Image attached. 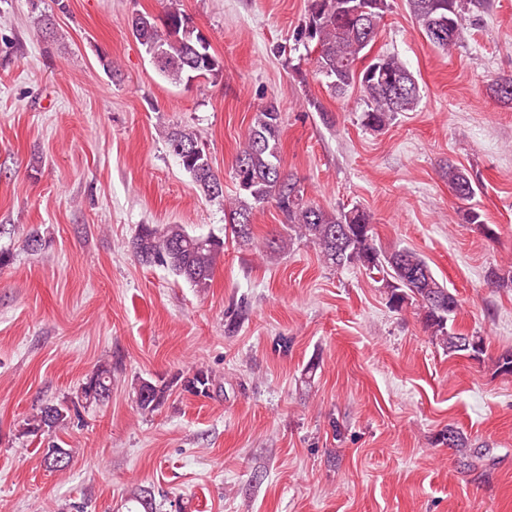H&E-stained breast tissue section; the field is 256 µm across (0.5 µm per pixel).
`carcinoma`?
Here are the masks:
<instances>
[{
	"mask_svg": "<svg viewBox=\"0 0 512 512\" xmlns=\"http://www.w3.org/2000/svg\"><path fill=\"white\" fill-rule=\"evenodd\" d=\"M406 2L419 30L434 47L448 52L457 45L467 21L468 0ZM388 9V0H308L307 20L298 33L305 47H313L317 72L335 94L359 86L367 106L362 122L374 130L384 129L402 112L414 111L421 100L419 84L399 56H370ZM129 25L159 75L172 84L217 77L224 69V62L210 52L209 41L181 11L177 0H169L162 18L137 13ZM492 91L499 101L511 105L512 77L497 80ZM281 124V112L273 103L255 113L236 156V192L227 200L221 177L196 131L173 129L167 134V145L205 198L224 200V220L240 244H254L253 211L272 203L283 217L286 234L266 240L260 251L283 253L292 240H304L315 247L325 264L356 267L372 279L379 278L393 309L416 305L425 330L448 353L481 360L486 351L484 337L456 329L457 295L438 280L421 254L404 246L390 250L377 246L374 218L362 208L328 211L304 197L299 181L281 165ZM442 176L457 199L469 201L475 196L478 185L463 166L450 161L442 167ZM463 219L489 237L495 234L475 208L464 210ZM130 248L140 264L162 267L195 288H207L224 255V239L191 234L182 224H141ZM213 381L209 370L197 368L184 378L183 389L205 395ZM111 390L112 367L101 364L79 386L76 399L98 404ZM167 390L163 383L142 380L135 388L136 404L144 412L154 411L164 402ZM69 421V407L46 404L27 419L25 433L49 434ZM443 439L461 459L471 457L468 438L458 428L448 426Z\"/></svg>",
	"mask_w": 512,
	"mask_h": 512,
	"instance_id": "cac0c4a2",
	"label": "carcinoma"
}]
</instances>
